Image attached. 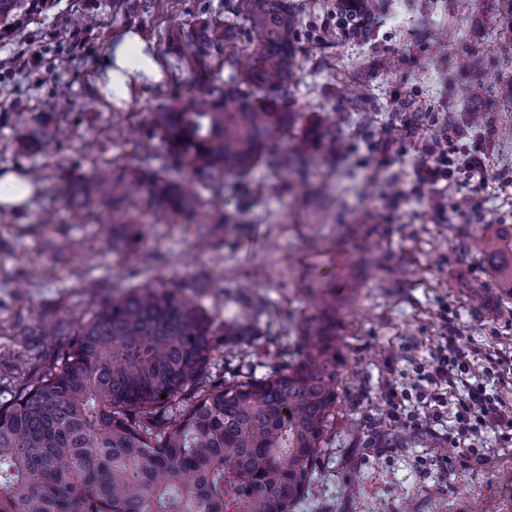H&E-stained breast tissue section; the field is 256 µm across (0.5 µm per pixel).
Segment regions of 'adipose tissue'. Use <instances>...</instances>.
<instances>
[{
	"label": "adipose tissue",
	"instance_id": "ef3b65f1",
	"mask_svg": "<svg viewBox=\"0 0 512 512\" xmlns=\"http://www.w3.org/2000/svg\"><path fill=\"white\" fill-rule=\"evenodd\" d=\"M111 65L103 73L94 75L96 84L106 85L113 97L127 98L128 84L135 73L149 77H159L160 65L157 53L148 51L143 38L135 33H128L110 47Z\"/></svg>",
	"mask_w": 512,
	"mask_h": 512
}]
</instances>
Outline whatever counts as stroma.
Listing matches in <instances>:
<instances>
[{"mask_svg": "<svg viewBox=\"0 0 512 512\" xmlns=\"http://www.w3.org/2000/svg\"><path fill=\"white\" fill-rule=\"evenodd\" d=\"M289 2L302 20L285 106L305 115L294 135L316 144L324 120H335L336 171L317 206L266 165L232 177L242 222L207 248L196 225L154 223L141 205V242L113 250L96 233L107 216L72 212L56 191L62 178L108 162L131 172L170 165L148 115L198 98L200 74L216 85L227 79L222 55L179 54L189 25L223 19L224 0H45L0 40V171L38 168L45 176L11 223L0 224V400L58 364L71 342L66 329L127 287L163 285L187 271L210 275L204 307L216 326L239 330L216 338L208 375L220 382L263 377L297 354V326L313 312L308 291L327 286L344 304V366L317 475L293 512H512V432L490 425V463L460 461L463 391L434 388L420 371L453 340L484 373L488 392L512 400V358L504 355L512 314L482 254L484 239L512 213V189L498 177L512 171V0H374L379 24L361 40L340 33L336 0ZM131 31L158 53L161 77L136 79L130 100L117 105L91 74L108 67L110 44ZM23 50L39 59L19 70ZM465 83L481 84V98H461ZM474 109L481 124L470 119ZM414 110L423 118L408 138L400 115ZM45 111L60 132L54 153L20 154L18 133ZM437 116L457 123L465 146L489 153L494 171L479 193L461 180L436 196L419 184L421 148L434 138ZM367 248L381 264L361 271L363 286L350 293L335 273ZM243 282L249 290H240ZM474 284L484 288L483 306L471 299ZM259 302L265 311L257 315ZM436 389L443 401L432 399ZM446 456L456 459L454 470L442 467Z\"/></svg>", "mask_w": 512, "mask_h": 512, "instance_id": "stroma-1", "label": "stroma"}]
</instances>
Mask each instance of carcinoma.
<instances>
[{
	"label": "carcinoma",
	"instance_id": "1",
	"mask_svg": "<svg viewBox=\"0 0 512 512\" xmlns=\"http://www.w3.org/2000/svg\"><path fill=\"white\" fill-rule=\"evenodd\" d=\"M228 2L234 21L205 19L184 45L224 55L228 80L208 84L196 105L176 100L150 115L174 163L67 177L58 186L66 206L115 214L144 202L155 218L205 215L222 230L232 221L224 176L263 160L306 182L336 168L331 127L321 156L298 136L267 153L300 118L278 106L299 69V12L288 0ZM243 35L248 52L238 48ZM53 142L54 131L35 120L17 150L47 156ZM135 224L130 216L120 236L97 234L128 246ZM484 256L512 295V235L489 237ZM208 287L187 273L168 287H129L75 324L60 365L0 402V512H291L333 426L341 306L332 289H318L320 309L302 321L295 359L260 380L216 383L206 372L215 329L200 304ZM175 397L187 401L178 416L166 408Z\"/></svg>",
	"mask_w": 512,
	"mask_h": 512
}]
</instances>
